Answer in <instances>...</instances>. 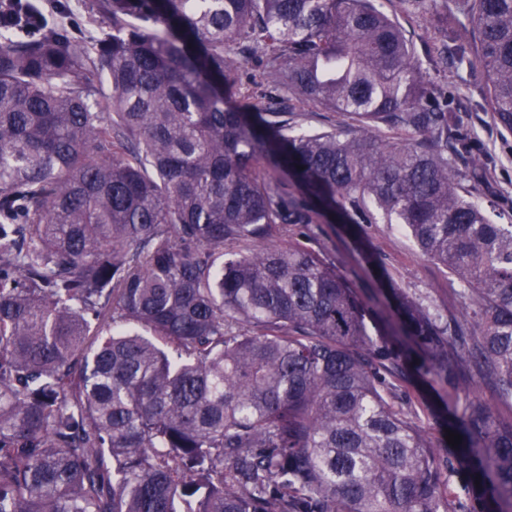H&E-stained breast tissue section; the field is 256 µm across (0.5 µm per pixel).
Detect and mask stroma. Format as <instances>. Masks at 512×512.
Here are the masks:
<instances>
[{
    "label": "stroma",
    "instance_id": "1",
    "mask_svg": "<svg viewBox=\"0 0 512 512\" xmlns=\"http://www.w3.org/2000/svg\"><path fill=\"white\" fill-rule=\"evenodd\" d=\"M94 3L95 0H44L42 7L47 25L63 28L76 39L92 41L105 29L95 20ZM423 74L426 80L442 86L449 98L460 101L457 118L461 130L491 160L483 192L495 202L500 223L512 222V131L503 128L493 112L483 107L480 71H471L460 80L449 71L427 68ZM366 240L378 255L380 267L366 265L355 236L344 224L314 225L310 246L354 283L359 298L377 291L380 277L386 272L431 311L445 317L461 312L462 301L450 289L447 270L421 255L408 238L390 225L371 224Z\"/></svg>",
    "mask_w": 512,
    "mask_h": 512
}]
</instances>
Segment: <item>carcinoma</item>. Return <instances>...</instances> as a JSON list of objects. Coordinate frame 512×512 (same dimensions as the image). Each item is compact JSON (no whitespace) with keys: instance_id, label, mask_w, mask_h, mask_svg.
<instances>
[{"instance_id":"1","label":"carcinoma","mask_w":512,"mask_h":512,"mask_svg":"<svg viewBox=\"0 0 512 512\" xmlns=\"http://www.w3.org/2000/svg\"><path fill=\"white\" fill-rule=\"evenodd\" d=\"M395 4L98 0L90 44L0 27V512L512 507V224L399 20L429 16L428 60L480 68L512 131V0ZM252 60L355 129L242 94ZM330 213L401 225L461 315L386 273L398 327L364 307L300 242ZM414 375L456 450L395 406ZM293 117L305 129L328 130L342 128L348 118L340 112L325 111L297 97H293Z\"/></svg>"}]
</instances>
